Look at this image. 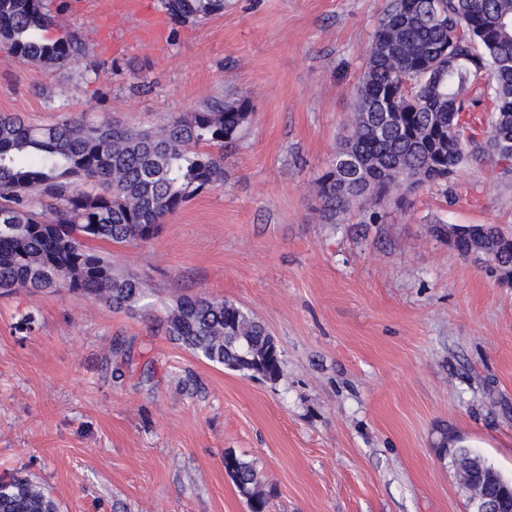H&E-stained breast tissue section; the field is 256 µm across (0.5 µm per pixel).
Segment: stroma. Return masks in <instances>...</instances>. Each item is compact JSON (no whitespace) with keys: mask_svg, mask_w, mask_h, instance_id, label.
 <instances>
[{"mask_svg":"<svg viewBox=\"0 0 512 512\" xmlns=\"http://www.w3.org/2000/svg\"><path fill=\"white\" fill-rule=\"evenodd\" d=\"M115 2L48 0L87 43L65 68L0 43V115L139 130L219 96L249 117L222 186L149 241L103 244L151 283L144 308L0 297V476L50 488L59 512H250L232 454L271 490L269 512H469L435 441L448 430L512 477V286L446 231L512 237V162L478 154L447 187L328 217L317 178L387 0H224L201 22ZM199 295L265 324L277 380L169 340L167 313Z\"/></svg>","mask_w":512,"mask_h":512,"instance_id":"stroma-1","label":"stroma"}]
</instances>
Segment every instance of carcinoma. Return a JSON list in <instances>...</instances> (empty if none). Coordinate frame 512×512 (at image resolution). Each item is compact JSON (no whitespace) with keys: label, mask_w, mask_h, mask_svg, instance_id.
Wrapping results in <instances>:
<instances>
[{"label":"carcinoma","mask_w":512,"mask_h":512,"mask_svg":"<svg viewBox=\"0 0 512 512\" xmlns=\"http://www.w3.org/2000/svg\"><path fill=\"white\" fill-rule=\"evenodd\" d=\"M178 20L224 12V0H162ZM54 25L44 0H0V41L20 58L61 69L84 56L76 33L48 39ZM484 84L494 101L485 141L465 135L462 114ZM353 131L318 178L329 212L358 200L448 182L476 153L512 161V0H388L356 89ZM247 102L214 98L164 124L131 130L75 120L34 127L0 117V295L18 288L64 289L129 311L147 297L146 283L112 266L97 242L153 238L164 219L205 189L224 183V143L236 139ZM219 149L216 154L213 149ZM491 267L512 277V240L495 224L460 226L448 244L467 255L474 235ZM171 340L212 363L233 366L229 352H262L263 377L275 381L281 359L270 332L239 306L186 297L165 319ZM451 466L479 468L468 449L437 448ZM224 466L251 512L271 492L248 462ZM0 512H58L45 488L24 477L0 478Z\"/></svg>","instance_id":"cac0c4a2"}]
</instances>
